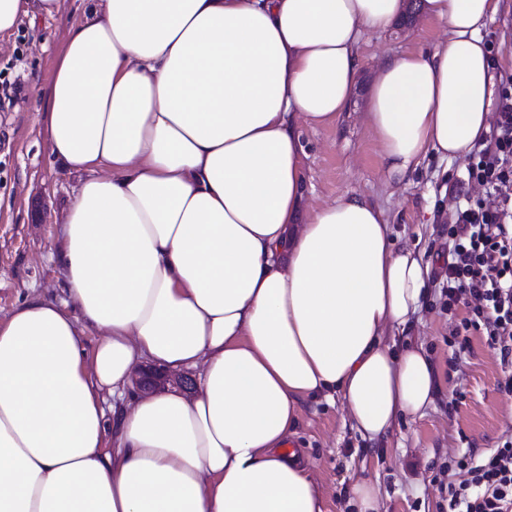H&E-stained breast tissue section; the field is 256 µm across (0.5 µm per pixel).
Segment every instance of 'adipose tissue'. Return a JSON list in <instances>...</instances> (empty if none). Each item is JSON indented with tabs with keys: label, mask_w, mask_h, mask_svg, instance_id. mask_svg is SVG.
<instances>
[{
	"label": "adipose tissue",
	"mask_w": 512,
	"mask_h": 512,
	"mask_svg": "<svg viewBox=\"0 0 512 512\" xmlns=\"http://www.w3.org/2000/svg\"><path fill=\"white\" fill-rule=\"evenodd\" d=\"M501 5L422 0L445 40L378 61L367 122L388 180L489 134ZM62 6L0 0V34ZM403 9L95 0L70 30L42 114L80 179L66 297L0 318V512H324L287 448L305 401L341 403L375 446L433 404L423 343H392L428 262L363 196L310 208L302 165V127L340 118L365 37ZM144 363L195 371V395L128 398Z\"/></svg>",
	"instance_id": "obj_1"
}]
</instances>
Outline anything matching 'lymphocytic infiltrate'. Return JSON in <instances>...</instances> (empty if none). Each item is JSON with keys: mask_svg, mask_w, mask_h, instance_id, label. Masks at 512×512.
Segmentation results:
<instances>
[{"mask_svg": "<svg viewBox=\"0 0 512 512\" xmlns=\"http://www.w3.org/2000/svg\"><path fill=\"white\" fill-rule=\"evenodd\" d=\"M468 183L478 199L458 189L445 245L451 261L437 276L447 307L468 311L461 327L482 332L507 369L512 391V76L500 78L495 121L469 154ZM446 512H512V437L488 455L465 456L440 480Z\"/></svg>", "mask_w": 512, "mask_h": 512, "instance_id": "f902f5d3", "label": "lymphocytic infiltrate"}]
</instances>
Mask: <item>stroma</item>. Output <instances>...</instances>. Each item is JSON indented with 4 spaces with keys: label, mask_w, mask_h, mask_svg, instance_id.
Returning <instances> with one entry per match:
<instances>
[{
    "label": "stroma",
    "mask_w": 512,
    "mask_h": 512,
    "mask_svg": "<svg viewBox=\"0 0 512 512\" xmlns=\"http://www.w3.org/2000/svg\"><path fill=\"white\" fill-rule=\"evenodd\" d=\"M88 4L63 0L54 17H25L12 32L0 35L1 317L32 293L53 301L64 296L62 274L49 253L61 244L60 220L78 179L50 153L35 91L48 87L69 31ZM443 37L440 27L420 15L368 35L349 110L336 124L307 126L301 133L311 204L322 207L343 194L366 197L384 210L399 244L423 251L436 272L447 263L440 234L454 207L447 190L465 178L468 160L428 158L404 180H388L365 114L379 56L405 50L428 54ZM465 314L462 308L443 310L433 288L413 315L414 338L433 361L441 390L425 416L401 420L368 469L360 467L367 444L348 425L342 405L304 406L293 446L312 463L325 512H350L351 488L363 476L380 483L384 512H438L440 468L469 449L497 447L512 434V394L498 390L504 373L480 332L470 331V353L458 364L450 362L453 333Z\"/></svg>",
    "instance_id": "obj_1"
}]
</instances>
